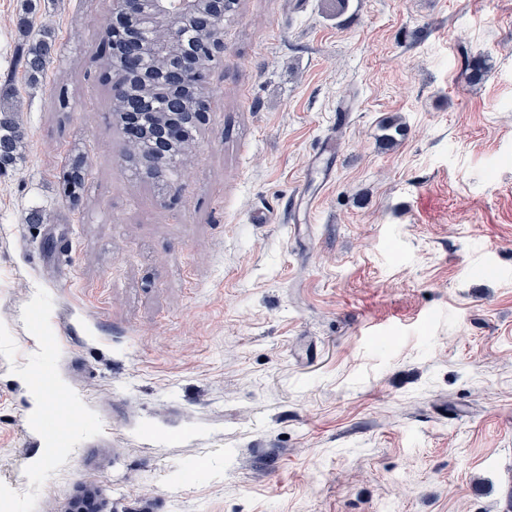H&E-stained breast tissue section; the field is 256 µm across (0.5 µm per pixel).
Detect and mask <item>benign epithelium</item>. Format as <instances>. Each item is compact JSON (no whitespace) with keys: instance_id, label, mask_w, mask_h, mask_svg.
Returning <instances> with one entry per match:
<instances>
[{"instance_id":"1","label":"benign epithelium","mask_w":512,"mask_h":512,"mask_svg":"<svg viewBox=\"0 0 512 512\" xmlns=\"http://www.w3.org/2000/svg\"><path fill=\"white\" fill-rule=\"evenodd\" d=\"M238 0H112V48L123 64L112 75V110L128 143L126 159L150 169L172 153L186 159L196 148L188 125L211 111L207 77L224 51V14ZM204 33L205 53H184L186 33ZM141 99H164L170 110L139 112Z\"/></svg>"}]
</instances>
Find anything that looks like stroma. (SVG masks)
<instances>
[{
  "mask_svg": "<svg viewBox=\"0 0 512 512\" xmlns=\"http://www.w3.org/2000/svg\"><path fill=\"white\" fill-rule=\"evenodd\" d=\"M22 3L0 0L26 133L0 175V512H503L512 0H240L173 184L125 159L94 61L112 0H40L59 55L34 86Z\"/></svg>",
  "mask_w": 512,
  "mask_h": 512,
  "instance_id": "obj_1",
  "label": "stroma"
}]
</instances>
